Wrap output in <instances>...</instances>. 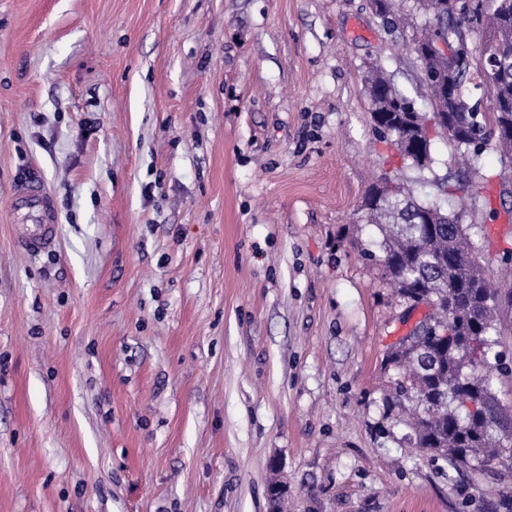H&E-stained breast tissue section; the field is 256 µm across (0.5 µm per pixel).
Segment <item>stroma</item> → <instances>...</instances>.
Wrapping results in <instances>:
<instances>
[{
	"label": "stroma",
	"instance_id": "obj_1",
	"mask_svg": "<svg viewBox=\"0 0 512 512\" xmlns=\"http://www.w3.org/2000/svg\"><path fill=\"white\" fill-rule=\"evenodd\" d=\"M0 0V512H495L512 470L416 445L386 358L409 310L362 248L383 175L462 216L512 290V162L442 191L372 130L431 112L420 0ZM41 181L53 250L15 206ZM279 470L268 467L271 458ZM368 84L372 112H377L373 117V126L380 131L388 130V127L383 126L386 122L385 116L378 112L386 113L388 121L395 122L392 125L393 131H389L388 136H383L386 141L398 150L399 141L412 140L423 133L422 122L425 114L407 112L405 96L385 76L375 73L368 80ZM377 88H381V92H376ZM15 200L24 203L27 210L39 212L43 221L42 224H25L26 227L17 230L16 247L30 253L51 249L55 244L57 224L47 193L39 183L25 182L17 189Z\"/></svg>",
	"mask_w": 512,
	"mask_h": 512
}]
</instances>
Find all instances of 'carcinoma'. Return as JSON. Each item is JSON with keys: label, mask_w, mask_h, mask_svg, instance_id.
I'll use <instances>...</instances> for the list:
<instances>
[{"label": "carcinoma", "mask_w": 512, "mask_h": 512, "mask_svg": "<svg viewBox=\"0 0 512 512\" xmlns=\"http://www.w3.org/2000/svg\"><path fill=\"white\" fill-rule=\"evenodd\" d=\"M440 0H423L430 30L416 36L428 42L448 31L451 40L465 41L469 22L466 5L445 0L442 17L434 16ZM507 7L485 14L487 38L479 57L462 58L448 64V89L431 86L432 108L448 114L445 137L466 167L465 183L483 177L479 165L486 132L512 121V0ZM493 72L488 90L496 101L489 116H479L461 88L467 78ZM372 111L387 114L393 131L386 136L392 146L422 134L423 114L406 111L405 96L380 73L368 80ZM426 162L414 153L402 155L405 163L422 171L433 161L431 143L424 145ZM363 217L374 225L382 240V255L368 248L364 257L381 262L386 278L398 295L413 303L432 307L430 320L421 331L388 356L389 363L403 370L396 382L391 405L415 415L418 447L448 456L452 464L465 468L473 461L489 470L512 460V419L507 417L492 392V368L499 367L495 322L500 316L499 291L489 286L483 274L481 248L461 224V215L434 211L403 185L397 194L376 203L365 201ZM427 212L429 223L415 224L414 217ZM453 324L454 338L445 342L443 328ZM483 403L481 417L470 419L462 411L464 399Z\"/></svg>", "instance_id": "obj_1"}]
</instances>
